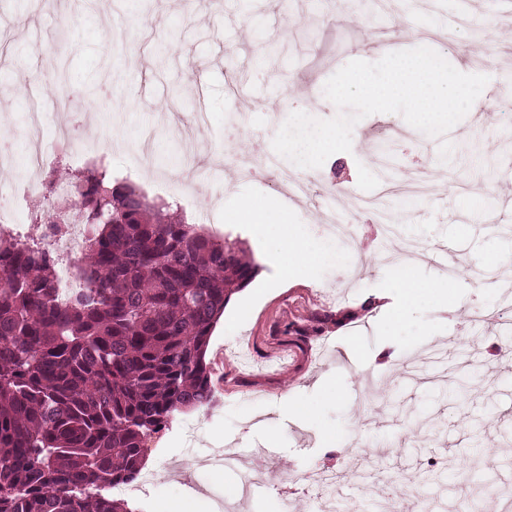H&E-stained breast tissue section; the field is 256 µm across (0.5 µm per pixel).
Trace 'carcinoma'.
Masks as SVG:
<instances>
[{
	"instance_id": "cac0c4a2",
	"label": "carcinoma",
	"mask_w": 512,
	"mask_h": 512,
	"mask_svg": "<svg viewBox=\"0 0 512 512\" xmlns=\"http://www.w3.org/2000/svg\"><path fill=\"white\" fill-rule=\"evenodd\" d=\"M87 225L85 288L64 300L48 231L0 234V512H131L146 437L213 400L205 354L255 265L242 242L174 220L106 169L61 178Z\"/></svg>"
}]
</instances>
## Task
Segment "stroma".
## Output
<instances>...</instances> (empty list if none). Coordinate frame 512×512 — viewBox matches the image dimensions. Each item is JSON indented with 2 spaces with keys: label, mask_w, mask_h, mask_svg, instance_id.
Instances as JSON below:
<instances>
[{
  "label": "stroma",
  "mask_w": 512,
  "mask_h": 512,
  "mask_svg": "<svg viewBox=\"0 0 512 512\" xmlns=\"http://www.w3.org/2000/svg\"><path fill=\"white\" fill-rule=\"evenodd\" d=\"M462 0H388L386 6L344 9L337 0H101L97 10L72 0H0V132L18 148L27 141L28 85L63 68L73 90L69 111H57L44 88L41 110L48 164L59 175L99 165L113 178L138 186L149 200H165L173 217L240 237L256 265L239 290L245 313L227 310L212 331L206 361L214 386L211 406L189 410L192 437L178 423L148 438L145 473L152 512H216L211 497L189 493L183 481L212 484L234 500L238 473L206 469L203 459L241 454L250 461L253 494L240 512H311L300 479L335 470L344 487L336 512H406L415 493L439 496L444 512H495L494 489L512 487V352L496 348L512 337V312L491 256L512 253V126L490 109L488 120L471 112L447 138L449 162L433 167L421 205L400 217L424 260L417 280L442 273L441 246L460 259L464 285L451 312L413 308L395 321L369 305L387 292L394 273L379 259L382 241L369 216L353 219L357 251L353 272L339 274L338 249L322 232L326 206H350L381 183L379 139L390 148L393 182L437 156L439 141L406 127L398 114H374L352 131V150L332 155L305 174L306 198L283 191L276 173L252 178L224 164L227 154L247 157L271 144L289 114L335 116L323 94L327 79L353 59L374 62L381 47L427 46L454 67L470 63L489 75L480 99L512 97V17L497 0H476L472 15ZM129 30L132 50L113 45V30ZM244 113L233 138L225 117ZM204 128L195 134L197 162L208 182L172 163L181 152L187 117ZM98 141L97 154L75 159L55 141L58 128ZM152 129L153 164L131 156L143 129ZM491 193L495 204L464 210L459 199ZM251 198L278 201L285 224L257 238L237 223L238 204ZM304 241L313 263L291 278L263 256L282 235ZM487 319L472 326V307ZM302 329L288 332L289 322ZM393 354L382 364L381 348ZM330 379L341 397H323ZM307 406V417L286 413L283 401ZM446 469H439V462Z\"/></svg>",
  "instance_id": "35a3bbf8"
}]
</instances>
